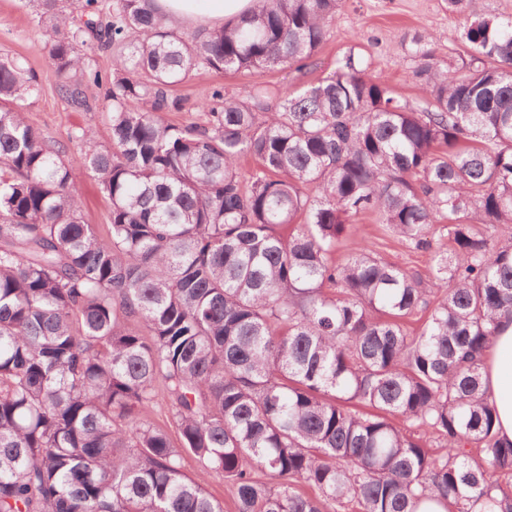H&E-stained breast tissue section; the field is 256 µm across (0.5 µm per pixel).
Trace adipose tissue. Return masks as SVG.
<instances>
[{
	"mask_svg": "<svg viewBox=\"0 0 512 512\" xmlns=\"http://www.w3.org/2000/svg\"><path fill=\"white\" fill-rule=\"evenodd\" d=\"M160 10L180 25L218 28L254 7V0H157ZM482 382L497 410V430L512 441V322L502 321Z\"/></svg>",
	"mask_w": 512,
	"mask_h": 512,
	"instance_id": "1",
	"label": "adipose tissue"
}]
</instances>
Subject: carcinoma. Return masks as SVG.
<instances>
[{"mask_svg":"<svg viewBox=\"0 0 512 512\" xmlns=\"http://www.w3.org/2000/svg\"><path fill=\"white\" fill-rule=\"evenodd\" d=\"M61 3L39 0L58 92L87 110L93 84L111 114L109 146L71 136L109 224L84 221L24 116L36 76L0 55V512H224L188 456L235 512H512L482 385L512 319V16L447 0L466 58L415 36L416 105L351 48L297 91L215 87L209 122L178 126L171 87L307 68L345 0H256L209 32L156 0L106 22ZM365 215L427 273L364 238L339 252ZM184 467L191 476L206 488L210 495L224 502V512H233V507L225 491L224 481L221 478L213 474L201 472L192 458L185 459Z\"/></svg>","mask_w":512,"mask_h":512,"instance_id":"carcinoma-1","label":"carcinoma"}]
</instances>
